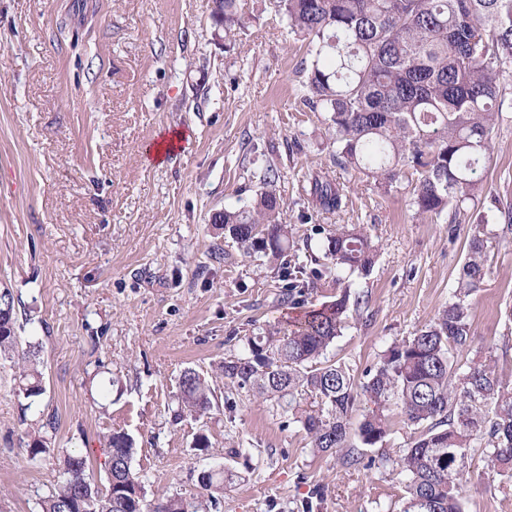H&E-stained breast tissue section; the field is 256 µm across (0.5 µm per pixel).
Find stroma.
I'll use <instances>...</instances> for the list:
<instances>
[{"mask_svg": "<svg viewBox=\"0 0 512 512\" xmlns=\"http://www.w3.org/2000/svg\"><path fill=\"white\" fill-rule=\"evenodd\" d=\"M239 9L246 26L228 41L211 0H0V288L20 301L21 347H41L44 385L26 399L0 358V512H39L67 453L89 454L105 482L115 431L134 439L131 468L150 500L196 496L199 472L220 469L223 512H303L309 500L313 512H399L406 477L393 461L413 436L399 411L351 467L314 454L273 402L225 386L219 363L297 310L275 269L212 217L250 201L270 167L295 247L319 227L365 226L381 247L355 285L368 302L332 348L362 374L434 319L477 225L512 203V74L483 193L452 227L416 215L405 190L337 166L325 113L303 103L307 42L273 0ZM180 131L165 164L148 161L160 135ZM317 175L342 187L340 210L317 207ZM469 303L474 355L497 359L512 383V238L489 240ZM187 368L219 403L176 424ZM44 415L55 427L33 460L27 432ZM201 432L206 453L193 448ZM461 496L465 512H512V477L473 453Z\"/></svg>", "mask_w": 512, "mask_h": 512, "instance_id": "obj_1", "label": "stroma"}]
</instances>
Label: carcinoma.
Returning a JSON list of instances; mask_svg holds the SVG:
<instances>
[{"instance_id": "obj_1", "label": "carcinoma", "mask_w": 512, "mask_h": 512, "mask_svg": "<svg viewBox=\"0 0 512 512\" xmlns=\"http://www.w3.org/2000/svg\"><path fill=\"white\" fill-rule=\"evenodd\" d=\"M211 19L229 36L243 27L237 0H213ZM291 35L308 43L313 61H302L313 111L328 114L336 164L361 172L388 191L407 183L410 204L420 215H450L459 223L467 205L482 193L481 171L503 121V73L512 69V0H279ZM276 173L265 169L253 203L215 217L250 255L275 263L288 298L300 304L315 281L329 273L345 289L334 299L279 323L247 341V349L224 360V379L270 400L301 424L317 453L335 452L347 464L359 461L357 445L373 447L390 431L389 413L401 410L415 427L411 445L397 465L408 476L401 512H463L459 490L466 462L479 448L486 465L512 475V387L491 357L472 350L468 297L486 275V236L512 234V205L497 207L492 229L475 232L459 268L448 304L415 336L392 342L379 362L359 380L327 356L341 335L351 308L353 277H366L378 255L359 224L319 230L305 242L307 262L288 257L291 225L280 217ZM311 194L328 211L342 208L337 184L316 178ZM0 355H17L20 390L43 394L38 346L18 352L13 293L0 289ZM311 398L310 406L302 397ZM214 390L196 370L178 381L174 419L203 416ZM371 403L356 428L352 413ZM39 424L31 457L45 452ZM106 484L87 473L88 456L67 454L63 479L39 502L40 512H70L80 499L85 512H219L224 473L198 478L203 494L146 498L131 471L133 441L125 433L108 436Z\"/></svg>"}]
</instances>
